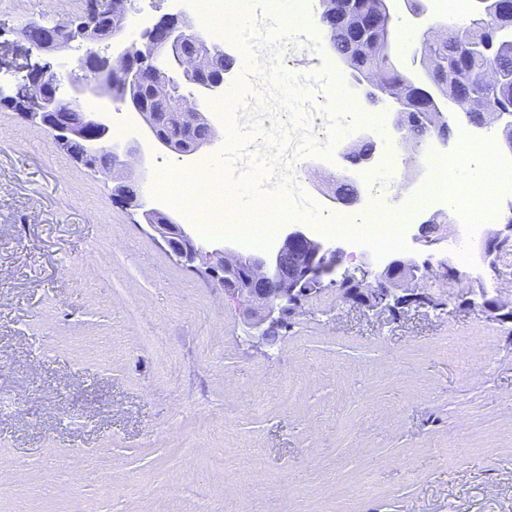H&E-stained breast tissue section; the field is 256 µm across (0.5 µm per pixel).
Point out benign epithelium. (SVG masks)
<instances>
[{"label":"benign epithelium","mask_w":512,"mask_h":512,"mask_svg":"<svg viewBox=\"0 0 512 512\" xmlns=\"http://www.w3.org/2000/svg\"><path fill=\"white\" fill-rule=\"evenodd\" d=\"M353 0H320L321 29L327 33L341 29L346 33L349 52L342 61L349 65L354 55L373 54L380 45L376 39L366 35L381 25H391L400 7L405 5L414 19L412 30L420 35L417 51L420 52L422 73L405 77L404 85L413 90V100L424 108L410 115L401 110L395 112L392 128L401 142L415 148L431 140L448 146L450 137L438 132L439 125L451 116L461 124L475 130H484L491 124L484 120H473L464 109L469 104L459 98L445 100L439 88V75L443 69L441 61L426 55L427 44H443L448 36L442 34L444 26L425 19L423 4L415 5L411 0H381L375 10H355ZM130 0H91L90 13L104 15L110 19L111 29L104 33L95 25L84 26L78 35H72V21L67 19L55 23H33L21 31L22 39L31 42L32 33L38 35V50L44 55H53L75 41L86 45L85 53L75 59V68L68 80L50 65L33 69L14 85L0 86V106L9 107L37 127H47L57 148L65 150L73 142L82 140L89 144L110 145L112 166L106 175L112 181V191L124 203L142 211L146 223L165 241L174 255L185 265L200 262L206 265V273L222 288L224 295L245 306L248 317L261 329V339L272 341L270 332L280 328L289 314H296L309 298L324 291L326 286H338V298L353 306L387 310L399 315L400 309L409 302L422 305L430 303L422 293L398 296L394 287L413 280H422L433 272L428 260L397 256L390 259L382 270L372 269L362 278L338 275L346 254L345 248L325 243L310 235L304 224H289L284 228L279 244L262 253H242L224 242L202 244L198 242L177 217L160 208H147L139 196L128 193L133 177L129 168L141 166L144 152L139 142L121 146L112 144V113L95 108L83 113L81 124L67 122L62 108L90 94L95 97L117 96L128 102L144 124V139L158 150H167L181 157L191 156L200 149L214 144L219 139L215 129L202 140L180 149L163 137L158 130L155 113L148 111L138 94L142 75L140 67L132 64L131 53L141 51V63L162 60L164 66L150 69L147 77L155 83L156 92L170 96L172 80L169 71L193 85L202 94L223 88L224 79H206L215 61L208 50L210 44L206 33L195 28L192 20L183 13H164L142 34L140 45L125 41L124 33L129 19ZM385 65L373 67L363 74L368 86L365 99L374 104L379 101L378 92L393 67L391 56L383 54ZM182 120L193 126L204 122L196 100H180ZM494 124L500 131V142L512 152V115L500 113ZM377 150V140L372 134H359L345 153L352 165L369 162ZM435 217L418 225L415 236L425 248L439 243L432 237ZM512 241V223L486 237L482 244V256L487 260L496 254L503 244Z\"/></svg>","instance_id":"7a95c632"}]
</instances>
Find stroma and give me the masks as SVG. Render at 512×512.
I'll use <instances>...</instances> for the list:
<instances>
[{
  "mask_svg": "<svg viewBox=\"0 0 512 512\" xmlns=\"http://www.w3.org/2000/svg\"><path fill=\"white\" fill-rule=\"evenodd\" d=\"M85 0H0V81L38 62L19 39ZM273 79L319 69L291 103L256 101L308 197L352 172L359 216L373 195L412 192L368 173L388 157L411 185L424 156L383 144L368 164L336 130L355 72L326 41L277 49ZM322 127L323 136L313 133ZM433 261L449 259L447 243ZM419 282L428 306L399 317L310 298L276 345L252 347L236 306L178 262L106 175L0 109V512H512V322L480 290L512 300V250L476 272Z\"/></svg>",
  "mask_w": 512,
  "mask_h": 512,
  "instance_id": "1",
  "label": "stroma"
}]
</instances>
